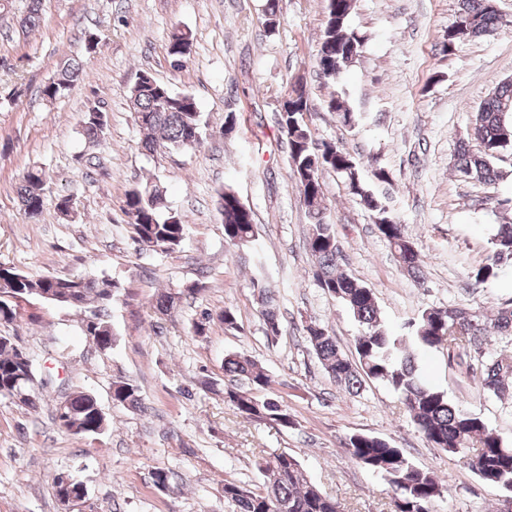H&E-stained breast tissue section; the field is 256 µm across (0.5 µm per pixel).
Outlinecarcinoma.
<instances>
[{
    "label": "carcinoma",
    "instance_id": "carcinoma-1",
    "mask_svg": "<svg viewBox=\"0 0 512 512\" xmlns=\"http://www.w3.org/2000/svg\"><path fill=\"white\" fill-rule=\"evenodd\" d=\"M353 0H327L320 46L315 63L327 79L336 80L343 68L357 56L363 36L349 29ZM492 0H459L456 24L446 32L443 46L450 51L455 43L469 36H490L506 21L491 6ZM43 0H29L19 25L24 29L39 26ZM190 37L174 35L168 54L175 59L186 56ZM83 63L70 59L43 86L48 100L67 95L80 80ZM133 118L144 133L141 147L149 152L159 149L191 150L200 144V112L195 98L174 92L151 73L142 71L130 87L128 96ZM326 110L335 113L342 125L358 124L360 114L351 111L333 96ZM309 111L308 94L303 82L288 91V100L279 113V128L289 149L291 178L304 198L311 218L308 249L314 259V279L325 293L340 302L358 322L362 333L355 337L354 354L340 349L336 336L325 325L309 324L306 339L328 376L337 386L357 394L369 381L381 382L399 395L407 414L425 439L465 462L478 479L499 488L512 498V448L489 429L481 417L455 406L445 392L424 379L417 365L418 357L432 348L448 350V356L480 364L482 394L506 401L512 398V349L503 347L492 353L487 346L512 336V306L500 308L493 322L473 308H428L404 323L401 331L384 329L373 292L340 269L341 244L335 225L325 220L323 184L320 172L331 170L342 176L348 189L381 220L380 234L398 253L409 275L418 278L422 260L414 243L405 234L404 225L391 214L387 198L376 195L359 178L354 158L334 141L317 142L304 120ZM107 120L98 107L88 108L80 120L84 139L94 144L106 133ZM473 134L482 148L472 152L459 145L456 169L463 176L483 183L497 178L493 160L512 147V80L499 84L479 106L474 116ZM46 172L32 168L17 187L21 209L30 219L39 217L44 207ZM167 209L166 190L155 183L136 186L128 191L124 212L135 240L144 248L169 253L184 240L188 225ZM217 209L224 224V239L232 244L252 241L256 234L253 211L244 207L231 189L218 193ZM493 254L488 263L472 272L478 283L499 276L502 267L512 264V224H500L492 238ZM262 304L267 334L279 335L280 324L274 306V294L256 282ZM118 284L109 278L46 276L31 279L11 267L0 264V325L14 323L20 302L38 296L47 301L75 308H87L90 316L84 325L102 349L112 347V328L106 314ZM32 371L31 358L23 359L11 337L0 334V397L33 406L37 395L24 376ZM224 375L234 383L224 388V401L241 418L274 424L284 429L295 426L288 408L275 398L259 400L254 392L270 387V379L256 361L240 354L224 359ZM112 402L142 408L137 388L125 381L112 386ZM60 426L78 437H95L106 429V418L97 399L88 393H74L57 409ZM343 448L360 467L386 480L390 489L389 512H431L433 502L442 497L445 485L434 472L421 469L406 458L403 449L379 436L354 433ZM263 483L251 489L242 482L226 481L224 499L237 512H345L335 497L304 479L299 460L286 452L276 453L261 468Z\"/></svg>",
    "mask_w": 512,
    "mask_h": 512
}]
</instances>
